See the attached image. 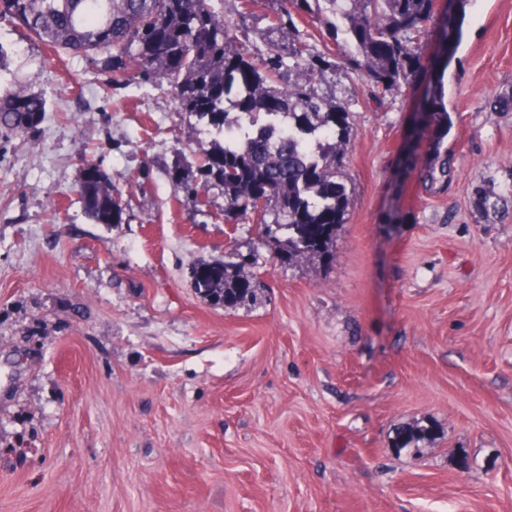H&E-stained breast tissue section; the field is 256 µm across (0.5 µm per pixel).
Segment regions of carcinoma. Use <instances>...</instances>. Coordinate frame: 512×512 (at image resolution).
Masks as SVG:
<instances>
[{"label":"carcinoma","mask_w":512,"mask_h":512,"mask_svg":"<svg viewBox=\"0 0 512 512\" xmlns=\"http://www.w3.org/2000/svg\"><path fill=\"white\" fill-rule=\"evenodd\" d=\"M282 15L308 16L351 47L343 64L366 83L371 95L390 93L408 81L419 64L418 46L433 21L435 0H282ZM7 18L45 45L74 56L97 59L106 86L138 77L170 86L179 111L229 130L225 117L238 116L236 137L199 149L205 156L199 178L177 179L196 197L213 183L224 187V219L257 220L261 236L281 261L309 257L330 261L336 229L352 198L344 182V146L352 128L345 101L328 100L311 85L334 66L327 52L295 39L285 65L275 50L251 57L234 45L229 26L213 0H0ZM460 20L444 18L440 34L442 67L418 109L414 132H433V160L423 174L430 184L448 182L451 127L448 112V49L459 41ZM46 109L39 92L17 87L0 95V126L33 130ZM288 129L276 128L279 118ZM80 180L85 212L97 224H118L123 207L107 175ZM512 204L507 195L486 196L484 210L497 214ZM231 252L222 265L202 268L199 291L234 307L254 293L253 281L232 275L240 266Z\"/></svg>","instance_id":"1"}]
</instances>
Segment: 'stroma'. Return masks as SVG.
I'll return each mask as SVG.
<instances>
[{
  "label": "stroma",
  "instance_id": "35a3bbf8",
  "mask_svg": "<svg viewBox=\"0 0 512 512\" xmlns=\"http://www.w3.org/2000/svg\"><path fill=\"white\" fill-rule=\"evenodd\" d=\"M238 46L287 53L295 32L342 55L277 0H217ZM448 65L447 185L427 191L413 119L438 22L408 84L374 100L346 69L318 94L349 104L352 198L330 263H282L224 189L193 179L206 121L167 87H103L94 60L0 19V92L47 112L0 127V512H512V0H464ZM416 145L418 168L405 161ZM125 206L96 224L85 161ZM249 256L253 297L227 309L197 269ZM427 434L418 452L398 434ZM46 109V100L39 92L17 87L0 95V126L11 130H34Z\"/></svg>",
  "mask_w": 512,
  "mask_h": 512
}]
</instances>
